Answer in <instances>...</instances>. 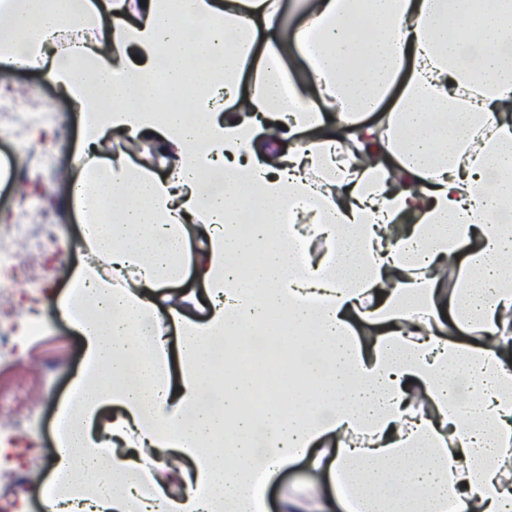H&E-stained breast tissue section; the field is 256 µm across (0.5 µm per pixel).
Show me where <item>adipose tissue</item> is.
<instances>
[{
	"label": "adipose tissue",
	"instance_id": "1",
	"mask_svg": "<svg viewBox=\"0 0 512 512\" xmlns=\"http://www.w3.org/2000/svg\"><path fill=\"white\" fill-rule=\"evenodd\" d=\"M303 3L288 31L282 0H0V62L81 114L44 512H268L299 460L336 498L279 512H512V0ZM196 54L222 65L187 112L152 106ZM298 482H315L320 486L325 496L330 495V488L327 477L315 476L307 470L305 462L299 461L289 465L288 468L283 469L271 484L267 493L270 512H277V502L280 488L282 486Z\"/></svg>",
	"mask_w": 512,
	"mask_h": 512
}]
</instances>
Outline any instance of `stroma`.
Listing matches in <instances>:
<instances>
[{
    "instance_id": "1",
    "label": "stroma",
    "mask_w": 512,
    "mask_h": 512,
    "mask_svg": "<svg viewBox=\"0 0 512 512\" xmlns=\"http://www.w3.org/2000/svg\"><path fill=\"white\" fill-rule=\"evenodd\" d=\"M5 92L13 95L15 111L34 121L18 138L9 121L0 122V235L11 234L22 207L43 204L51 215L38 225L26 254L33 280L17 296L15 363L0 368V394L32 397L35 408L22 429L0 432V472L18 478L5 512H42L38 494L55 457L53 420L84 358L79 334L47 305L48 292L65 291L66 270L84 252L82 225L64 206L80 118L53 84L1 62L0 93ZM46 110L50 118L39 120Z\"/></svg>"
}]
</instances>
